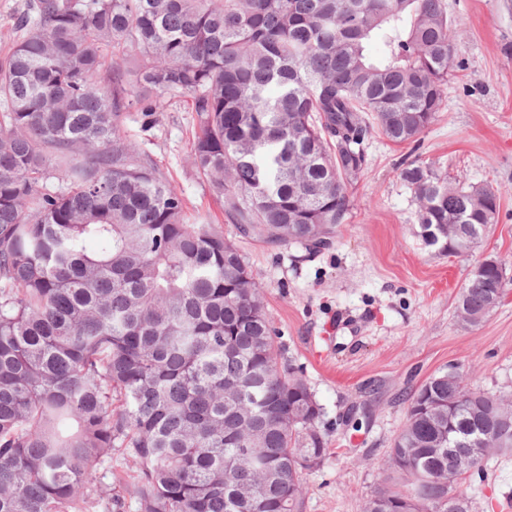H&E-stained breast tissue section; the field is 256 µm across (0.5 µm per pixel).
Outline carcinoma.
<instances>
[{"label": "carcinoma", "mask_w": 512, "mask_h": 512, "mask_svg": "<svg viewBox=\"0 0 512 512\" xmlns=\"http://www.w3.org/2000/svg\"><path fill=\"white\" fill-rule=\"evenodd\" d=\"M15 26L0 56V512H303L322 406L279 361L236 243L188 216L123 119L188 102L193 163L226 219L317 251L369 135L408 143L440 111L459 37L445 0H30ZM401 179L441 254L497 223L490 188L420 164ZM497 287L469 274L462 325ZM511 453L512 403L440 372L388 451L405 486L363 512H472L459 460Z\"/></svg>", "instance_id": "carcinoma-1"}]
</instances>
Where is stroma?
I'll return each mask as SVG.
<instances>
[{
	"label": "stroma",
	"instance_id": "obj_1",
	"mask_svg": "<svg viewBox=\"0 0 512 512\" xmlns=\"http://www.w3.org/2000/svg\"><path fill=\"white\" fill-rule=\"evenodd\" d=\"M461 33L455 67L435 121L415 140H368V165L350 188L352 207L331 245L309 256L295 245L239 237L192 163L195 115L179 102L143 129L123 131L182 193L190 213L235 240L263 286L282 358L310 385L328 441L307 477L304 512H362L384 485L388 450L410 396L430 376L456 367L469 387L512 400V0H445ZM429 163L448 178L490 186L497 224L465 256H445L418 235L416 205L400 173ZM506 266L500 304L463 328L454 302L484 257ZM473 512H512V455L460 482Z\"/></svg>",
	"mask_w": 512,
	"mask_h": 512
}]
</instances>
